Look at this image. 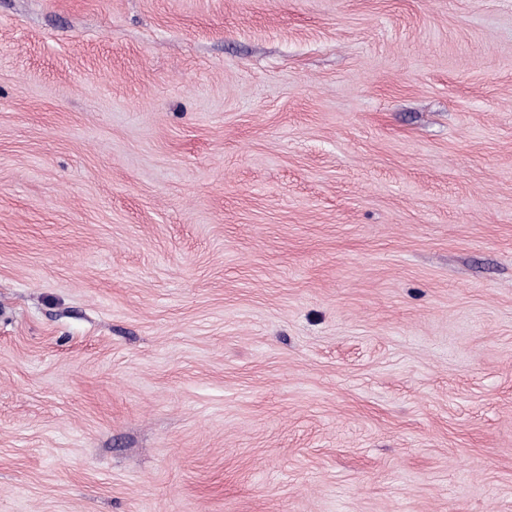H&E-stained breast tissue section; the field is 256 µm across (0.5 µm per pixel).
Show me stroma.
I'll return each instance as SVG.
<instances>
[{
  "instance_id": "obj_1",
  "label": "stroma",
  "mask_w": 512,
  "mask_h": 512,
  "mask_svg": "<svg viewBox=\"0 0 512 512\" xmlns=\"http://www.w3.org/2000/svg\"><path fill=\"white\" fill-rule=\"evenodd\" d=\"M0 512H512V0H0Z\"/></svg>"
}]
</instances>
